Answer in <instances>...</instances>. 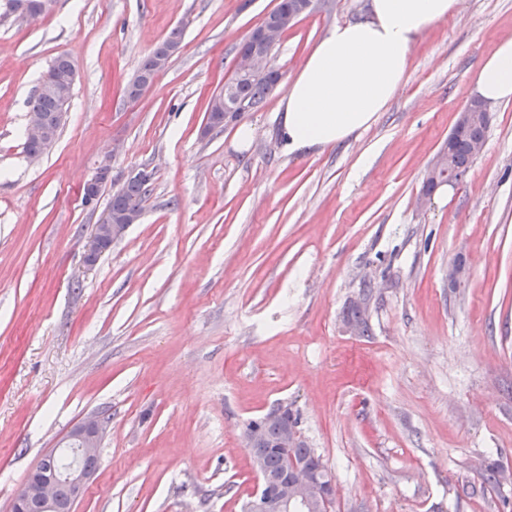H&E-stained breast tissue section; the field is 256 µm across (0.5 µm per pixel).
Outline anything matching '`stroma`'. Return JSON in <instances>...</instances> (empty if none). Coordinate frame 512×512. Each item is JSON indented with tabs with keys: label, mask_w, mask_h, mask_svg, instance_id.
<instances>
[{
	"label": "stroma",
	"mask_w": 512,
	"mask_h": 512,
	"mask_svg": "<svg viewBox=\"0 0 512 512\" xmlns=\"http://www.w3.org/2000/svg\"><path fill=\"white\" fill-rule=\"evenodd\" d=\"M278 0H56L0 20V512L73 425L110 415L76 512H242L245 425L288 401L331 468L334 512H512V101L457 187L418 198L512 37V0H462L411 47L405 81L356 137L285 153L271 93L203 133L236 47ZM367 0H314L270 64L290 81ZM181 50L136 101L124 89L173 28ZM77 70L38 160L29 100L58 54ZM110 158L146 167L138 223L92 270L110 198L81 187ZM463 262L469 276L452 286ZM371 292H364L365 281ZM367 297L371 333L349 332ZM507 478L484 481L490 468Z\"/></svg>",
	"instance_id": "stroma-1"
}]
</instances>
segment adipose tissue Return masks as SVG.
<instances>
[{"label": "adipose tissue", "instance_id": "ef3b65f1", "mask_svg": "<svg viewBox=\"0 0 512 512\" xmlns=\"http://www.w3.org/2000/svg\"><path fill=\"white\" fill-rule=\"evenodd\" d=\"M458 5L369 0L364 18L332 26L283 89L277 134L284 151L332 147L369 128L403 85L412 44ZM474 91L489 104L512 100V39L484 61Z\"/></svg>", "mask_w": 512, "mask_h": 512}]
</instances>
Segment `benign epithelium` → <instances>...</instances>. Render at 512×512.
Returning <instances> with one entry per match:
<instances>
[{
    "label": "benign epithelium",
    "instance_id": "7a95c632",
    "mask_svg": "<svg viewBox=\"0 0 512 512\" xmlns=\"http://www.w3.org/2000/svg\"><path fill=\"white\" fill-rule=\"evenodd\" d=\"M281 31V22L268 19L251 32V38L257 44L273 47L280 40ZM268 58L269 55L262 51H242L236 57L235 69L240 75L267 72ZM490 119L488 106L473 101L458 114L457 123L480 121L487 125ZM47 135L48 128L43 118L35 113L29 114L27 137L43 140ZM447 163L448 148L444 147L428 167L425 178L438 179ZM107 185L116 190L122 183L112 178V168L106 159L83 185L82 200L85 206L93 205L100 189ZM127 228L126 224L111 223L109 214H104L95 225L91 241L85 250V266L93 268L110 250V245L123 237ZM267 414L289 419V428L283 434L281 447L289 448L292 440L301 438L298 425L291 419L293 413L288 402H278ZM108 426L109 420L100 414L75 424L62 437L57 448L48 453L53 459H64L65 465L59 469L38 465L30 470L13 495L11 512H58V501L63 491L67 492L70 504L77 506L95 473V470L86 466V460L99 455ZM241 439L256 471L255 489L251 500L245 506V512H330L336 502V482L326 475L323 459L316 456L308 462L291 459L280 472L269 474L261 468V461L269 450L261 431L248 427L243 431Z\"/></svg>",
    "mask_w": 512,
    "mask_h": 512
}]
</instances>
